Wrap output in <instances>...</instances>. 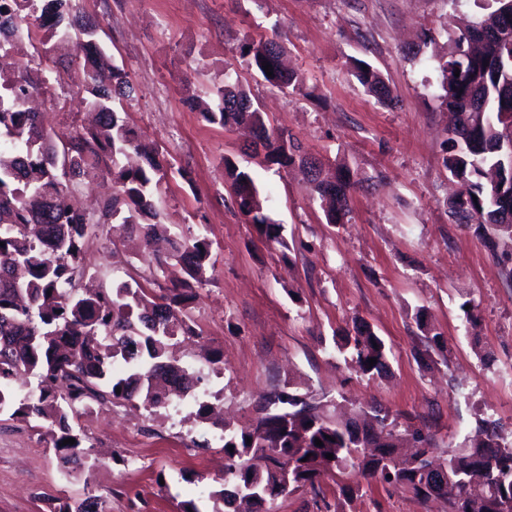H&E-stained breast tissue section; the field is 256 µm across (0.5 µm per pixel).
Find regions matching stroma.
Returning a JSON list of instances; mask_svg holds the SVG:
<instances>
[{"label": "stroma", "mask_w": 512, "mask_h": 512, "mask_svg": "<svg viewBox=\"0 0 512 512\" xmlns=\"http://www.w3.org/2000/svg\"><path fill=\"white\" fill-rule=\"evenodd\" d=\"M102 22V47L138 88L126 121L159 151L167 170L157 221L172 235L204 234L211 244L205 282L189 311L198 335L176 348L199 371L194 396L155 412L127 403L92 404L78 425L99 461L63 476L36 422L0 414V512H55L86 493L108 496L112 512H178L194 501L212 512L224 450L199 402L218 406L231 427L256 415L273 392L307 396L342 420H395L399 429L458 445L490 418L512 431V281L475 227L454 223L447 199L461 191L442 164L450 115L437 97L435 55L453 45L443 31L456 17L479 19L483 0H83ZM286 34L285 59L300 91L269 86L236 47ZM377 68L394 103L367 95L352 73ZM234 68L265 122L288 132L327 167L347 165L361 182L343 223L330 224L300 165L250 160L286 246L268 242L233 205L225 158L241 159L246 130L205 121L188 106ZM77 73L53 84L45 110L56 132L87 123ZM86 283L169 287L178 265L157 271L138 231L92 227ZM472 301V315L461 308ZM423 313L441 345L417 326ZM363 320L386 343L382 374L357 373L333 335ZM223 361L212 368V353ZM491 353L493 365L481 357ZM353 487L352 496L340 488ZM362 480L353 471L323 477L318 489L278 498L274 512H444Z\"/></svg>", "instance_id": "1"}]
</instances>
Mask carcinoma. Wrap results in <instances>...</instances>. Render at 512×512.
<instances>
[{
    "mask_svg": "<svg viewBox=\"0 0 512 512\" xmlns=\"http://www.w3.org/2000/svg\"><path fill=\"white\" fill-rule=\"evenodd\" d=\"M497 7L477 21L458 18L447 24L454 51L437 58L443 94L440 105L455 117L443 143L442 163L451 176L467 183L466 195L449 203L458 224L484 227L490 251L512 243V159L493 148L512 138V0H494ZM44 30L39 63L18 70L11 57L12 38L21 31ZM101 24L87 15L80 0H12L0 10V412L42 422L43 436L66 466L95 467L89 439L72 421L90 401L141 400L147 409L168 405L165 386L193 394L201 377L177 363L169 349L179 336H197L185 313L193 287L203 281L211 244L203 235L170 240V250L155 256L166 273L169 261L185 277L157 295L140 283H120L108 294L76 292L83 274L84 239L93 224H138L157 215L165 171L158 151L130 128L115 103L137 94L124 68L114 64L99 44ZM280 34L250 39L238 46L246 67L281 90L301 89L298 73L281 61ZM70 47L72 64L80 67L81 89L91 128L56 133L45 114L22 103L48 92L57 80L56 48ZM272 66L267 76L262 63ZM460 71L454 75V71ZM353 75L378 102L393 101L381 73L362 59ZM212 103L190 100L203 118L225 128L247 126L253 140L245 147L264 152L272 165L300 161L310 172L311 193L327 204V223L339 224L350 212L351 190L360 183L348 167L334 179L321 177L323 164L306 157L302 144L265 123L259 109L230 70L211 89ZM237 210L270 241L287 247L281 225L267 213L265 199L249 170L224 158ZM112 175L118 190L88 214L75 204L62 206L58 197L72 192L82 177L96 171ZM340 348L352 351V366L363 376L387 365L384 341L364 324L342 335ZM126 363L115 376L116 357ZM375 358L377 363L368 364ZM22 374L38 378L37 390L20 398L13 383ZM121 393H116V389ZM396 424L375 416V424L359 430L341 426L319 406L287 392L264 399V413L237 432L222 433L224 488L214 491L213 512H239L268 504L305 487L315 488L325 475L357 471L422 499L439 497L448 512H512V439L495 420L479 423L478 436L466 439L441 456L433 436L412 432L415 453L401 452ZM73 438L75 444H63ZM320 439L323 446L315 445ZM333 454V459L326 454ZM57 512H112L107 497L91 494Z\"/></svg>",
    "mask_w": 512,
    "mask_h": 512,
    "instance_id": "cac0c4a2",
    "label": "carcinoma"
}]
</instances>
